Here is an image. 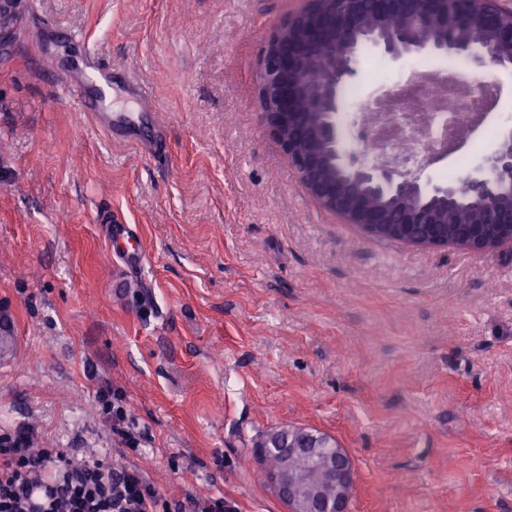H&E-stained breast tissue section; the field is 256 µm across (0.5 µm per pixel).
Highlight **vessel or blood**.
<instances>
[{"label":"vessel or blood","instance_id":"1","mask_svg":"<svg viewBox=\"0 0 512 512\" xmlns=\"http://www.w3.org/2000/svg\"><path fill=\"white\" fill-rule=\"evenodd\" d=\"M59 86L73 95L79 110L90 113L96 126L104 131L131 127L140 118L136 112L115 111L112 91L114 87H122L130 101L138 102L144 97L141 85L133 80L120 79L115 69L103 65L94 55H87L83 68L66 75ZM96 221L114 226L113 233L107 236L110 251L119 254L126 267L140 266L145 245L136 231L122 221L114 220L107 212L98 213Z\"/></svg>","mask_w":512,"mask_h":512}]
</instances>
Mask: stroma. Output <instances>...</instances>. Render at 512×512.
I'll use <instances>...</instances> for the list:
<instances>
[{
    "instance_id": "35a3bbf8",
    "label": "stroma",
    "mask_w": 512,
    "mask_h": 512,
    "mask_svg": "<svg viewBox=\"0 0 512 512\" xmlns=\"http://www.w3.org/2000/svg\"><path fill=\"white\" fill-rule=\"evenodd\" d=\"M0 24V434L139 469L164 499L285 512L251 450L331 436L351 512H512V248L420 249L324 209L264 131L256 75L302 0H15ZM146 89L137 142L54 78L85 50ZM454 57L372 73L444 70ZM109 211L146 258L106 246ZM119 397L126 443L100 390Z\"/></svg>"
}]
</instances>
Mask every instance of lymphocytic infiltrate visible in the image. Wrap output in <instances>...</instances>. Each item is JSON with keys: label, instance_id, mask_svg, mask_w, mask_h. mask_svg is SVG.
<instances>
[{"label": "lymphocytic infiltrate", "instance_id": "lymphocytic-infiltrate-1", "mask_svg": "<svg viewBox=\"0 0 512 512\" xmlns=\"http://www.w3.org/2000/svg\"><path fill=\"white\" fill-rule=\"evenodd\" d=\"M0 512H224L223 496L165 504L136 469L100 459L74 463L63 451L31 447L22 435L0 436Z\"/></svg>", "mask_w": 512, "mask_h": 512}]
</instances>
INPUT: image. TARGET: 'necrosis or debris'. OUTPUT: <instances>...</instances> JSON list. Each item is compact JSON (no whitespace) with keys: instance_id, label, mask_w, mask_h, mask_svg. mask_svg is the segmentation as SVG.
Returning a JSON list of instances; mask_svg holds the SVG:
<instances>
[{"instance_id":"obj_1","label":"necrosis or debris","mask_w":512,"mask_h":512,"mask_svg":"<svg viewBox=\"0 0 512 512\" xmlns=\"http://www.w3.org/2000/svg\"><path fill=\"white\" fill-rule=\"evenodd\" d=\"M393 99L370 100L358 88L346 92L347 112L340 121L350 145L361 147L369 160L394 161L409 168L426 166L429 144L453 157L456 184H463L469 172L470 155L462 138L469 132L492 139L496 123L465 105L477 98H489L484 84L470 79L465 63L448 72L427 71L398 86Z\"/></svg>"}]
</instances>
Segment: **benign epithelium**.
<instances>
[{
	"label": "benign epithelium",
	"mask_w": 512,
	"mask_h": 512,
	"mask_svg": "<svg viewBox=\"0 0 512 512\" xmlns=\"http://www.w3.org/2000/svg\"><path fill=\"white\" fill-rule=\"evenodd\" d=\"M396 17L401 29L388 28ZM481 25L493 52L471 53L474 71L512 66L509 0H307V6L271 34L259 68L257 93L264 127L287 155L301 186L319 204L366 233L435 249L454 245L484 252L512 246V129L470 170L464 185L437 184L394 164L371 163L345 147L338 117L342 89L356 74L361 50L355 35L394 61L407 56H448L467 51L464 31ZM325 73L317 85L308 67ZM456 223L440 237L422 233ZM262 479L288 512H348L356 493L348 452L328 448L307 431L283 442L270 434L253 449Z\"/></svg>",
	"instance_id": "7a95c632"
}]
</instances>
